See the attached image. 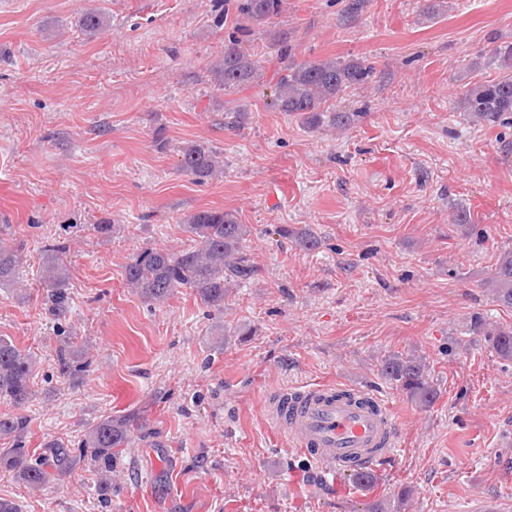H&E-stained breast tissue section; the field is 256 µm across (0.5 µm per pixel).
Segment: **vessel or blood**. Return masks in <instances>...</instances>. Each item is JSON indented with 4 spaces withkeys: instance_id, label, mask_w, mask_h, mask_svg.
Masks as SVG:
<instances>
[{
    "instance_id": "1",
    "label": "vessel or blood",
    "mask_w": 512,
    "mask_h": 512,
    "mask_svg": "<svg viewBox=\"0 0 512 512\" xmlns=\"http://www.w3.org/2000/svg\"><path fill=\"white\" fill-rule=\"evenodd\" d=\"M344 393L334 384L315 385L285 407L268 410L273 428L289 446L332 476L380 468L398 440L388 403L368 393L350 400Z\"/></svg>"
}]
</instances>
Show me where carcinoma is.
I'll use <instances>...</instances> for the list:
<instances>
[{
  "mask_svg": "<svg viewBox=\"0 0 512 512\" xmlns=\"http://www.w3.org/2000/svg\"><path fill=\"white\" fill-rule=\"evenodd\" d=\"M284 0H240V12L258 22L280 14ZM106 23L102 13L89 9L81 13L78 27L86 34L98 33ZM282 48L276 60L260 59L245 52L239 40L232 37L224 44V54L211 68L217 86L225 91L259 85L266 66L276 67L278 79L274 88L273 105L311 128L323 123L324 108L339 94L361 85L372 76L373 67L362 61L347 62L325 59L296 63L292 59L288 37L281 38ZM500 76L478 82L467 89L463 109L470 122L489 128L512 124V44L496 49ZM222 166L219 154L200 143L181 149L180 168L198 183L213 179ZM184 230L194 238V246L177 254L150 250L139 254L125 268L128 287L142 297L161 302L179 288L193 292L208 311L224 310L228 288L246 282L258 274L246 249L252 227L239 221L236 214L220 209H203L191 214ZM273 233L290 241L305 252L316 250L321 239L308 228L280 225ZM65 247L45 245V258L39 281L45 292L48 313L61 318L68 306L66 291L68 268L64 261ZM18 250L0 242V286H17L18 296L27 298V289L19 280ZM488 285L492 298L512 308V251L503 253L492 270ZM469 331L480 336L487 347L503 360H512V325H494L480 315L469 320ZM35 357L12 342L0 338V399L21 406L33 396L32 382ZM381 375L403 390L418 405L428 408L438 392L430 376V365L421 357L390 354L381 361ZM133 420L110 417L99 420L78 441L79 454L51 441L42 452L29 451L23 445L28 428L24 416H0V438H10L14 447L0 454V468L13 473L29 488L44 487L54 476L70 471L77 463L91 461L99 471V494L112 497L117 487L113 476L119 473L118 461L127 446Z\"/></svg>",
  "mask_w": 512,
  "mask_h": 512,
  "instance_id": "carcinoma-1",
  "label": "carcinoma"
}]
</instances>
